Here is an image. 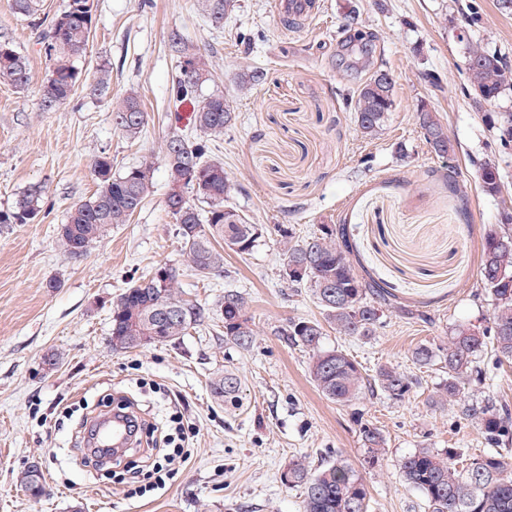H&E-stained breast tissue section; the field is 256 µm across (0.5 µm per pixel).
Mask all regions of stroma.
I'll return each instance as SVG.
<instances>
[{
    "mask_svg": "<svg viewBox=\"0 0 512 512\" xmlns=\"http://www.w3.org/2000/svg\"><path fill=\"white\" fill-rule=\"evenodd\" d=\"M96 3L80 80L47 111L41 88L52 63L29 21L0 0V36L27 58L31 75L23 89L0 84V210L30 187L43 194L35 222L0 224V512H301L302 491L282 473L296 461L316 470L338 450L360 467L365 424L386 438L384 459L362 472L369 512H427L398 460L422 447L454 448L467 459L488 452L463 406L488 397L512 404V360L479 353L492 383L471 384L463 404L442 409L427 403L443 377L437 366L415 371L418 383L401 402L378 392L351 406L326 399L310 377L309 353L276 334L321 310L311 289L284 286L274 227L304 238L324 224L344 226L356 272L387 289L371 339L330 329L323 341L367 374L384 364L414 371V347L483 322L491 312L480 278L484 238L512 210V144L502 145L493 127L512 114V88L475 108L464 56L477 43L512 58V11L498 0H316L317 13L295 25L278 18L274 0H235L218 26L194 10V0ZM353 12L359 30L374 37L366 58L360 41L347 38ZM175 32L209 59L213 77L202 95L231 101L236 120L213 153L233 184L231 205L265 227L250 253L225 251L222 276L187 266L166 208V139L192 133L183 121L188 107L169 94ZM255 68L260 82L240 89L241 74ZM102 69L110 80L99 90ZM378 69L394 76V105L371 141L355 125L352 97ZM428 71L439 87L425 82ZM128 96L146 114L136 139L112 120L113 104ZM421 103L447 127L452 158L426 143L415 118ZM104 154L117 174L151 157L154 188L129 223L76 257L59 246L58 229L97 190L92 163ZM480 159L498 167L501 195L482 192ZM164 264L178 268L177 291L205 309L204 322L173 344L113 352L114 302ZM229 290L250 299L254 336L246 350L224 339L220 304ZM220 370L241 380L237 406L210 391ZM124 399L147 421L164 423L166 452L182 433L192 436L187 461L165 487L133 500L122 467L82 460L86 421ZM175 415L180 423H172ZM34 459L45 479L38 497L18 481Z\"/></svg>",
    "mask_w": 512,
    "mask_h": 512,
    "instance_id": "obj_1",
    "label": "stroma"
}]
</instances>
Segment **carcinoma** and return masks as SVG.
Masks as SVG:
<instances>
[{
    "instance_id": "obj_1",
    "label": "carcinoma",
    "mask_w": 512,
    "mask_h": 512,
    "mask_svg": "<svg viewBox=\"0 0 512 512\" xmlns=\"http://www.w3.org/2000/svg\"><path fill=\"white\" fill-rule=\"evenodd\" d=\"M11 6L40 29V44L54 62L52 76L42 87L43 106L51 110L71 96L79 80L77 62L85 54L95 27L94 0H68L64 10L46 27L39 17L38 0H11ZM195 6L212 23L222 25L224 15L234 4L233 0H195ZM170 48L180 61L189 65L187 70L179 69L171 94L176 101L193 106L189 123L199 135L191 140L174 135L167 142L166 207L177 224L188 267L204 277L225 274L224 252L216 244L222 242L228 249L246 254L262 237L263 227L251 223L229 203L232 184L224 165L209 158L212 137L223 133L232 123L234 112L224 95L199 94L211 76L208 59L177 32L170 37ZM464 65L478 102L497 99L512 84V66L477 44L469 46ZM29 81L26 58L10 40H0V83L23 89ZM394 86L392 82L374 87L369 78L356 89L354 119L363 137L372 139L384 130L393 106ZM112 112L117 128L128 137L135 138L142 132L146 115L135 97L122 99L112 107ZM417 120L432 150L443 145L449 152H455L447 128L435 113L419 112ZM112 168V158L107 155L94 161L92 170L98 190L75 205L59 228V243L71 255H82L112 226L128 223L151 193L150 158H143L138 165L117 175ZM478 178L484 194L500 193L501 177L495 163H480ZM41 203L40 189L27 190L12 209L0 211V224L35 221ZM350 254L351 245L343 227L323 225L318 234L288 242L282 269L297 265L305 268L304 282L292 281L288 287L312 288L323 321L291 319L279 335L311 355L312 380L327 399L346 405L378 388L390 399L402 401L418 383L413 374L382 365L370 376L346 352L323 346L325 323L341 336L360 339L375 335L380 323L386 291L357 275ZM161 272L168 274L162 288L158 280ZM502 272L512 277L511 211L502 213L499 229L485 237L481 276L491 301L487 325H461L448 340L420 344L411 351V362L417 369L439 364L447 369L430 405L443 407L453 403L465 385L485 380L486 372L476 364L477 354L485 348H492L500 359L512 358V291L499 287L498 274ZM177 276V269L161 265L124 290L112 309V351L128 352L148 345L153 338L160 344L174 342L202 322L200 308L176 297ZM247 306V297L232 291L224 294L220 305L224 337L242 349L249 348L253 338L246 317ZM211 387L217 399L238 404L241 382L236 375L219 374L212 379ZM465 416L479 421L485 440L494 449L459 469L455 449L418 448L397 461L401 477L420 494L428 512H512V410L488 402L477 403L465 409ZM360 435L368 463H377L385 454L384 436L368 425L361 426ZM288 470L292 475L288 485L302 489L304 512H368L367 486L343 451H336V458L316 473H310L299 463L289 465ZM20 482L34 496L43 492L42 477L33 476L28 469L22 471Z\"/></svg>"
}]
</instances>
